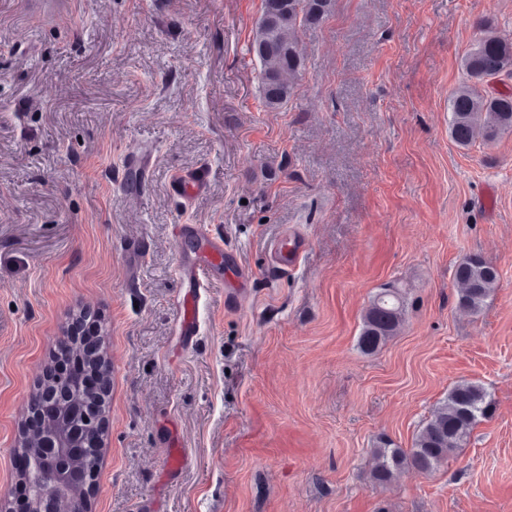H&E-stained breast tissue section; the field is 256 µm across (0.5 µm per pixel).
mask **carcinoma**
Returning <instances> with one entry per match:
<instances>
[{"label": "carcinoma", "mask_w": 512, "mask_h": 512, "mask_svg": "<svg viewBox=\"0 0 512 512\" xmlns=\"http://www.w3.org/2000/svg\"><path fill=\"white\" fill-rule=\"evenodd\" d=\"M334 0H263L262 12L253 29L249 53L259 66L261 100L270 111L281 109L294 95L304 70L305 57L298 31L317 25L331 12ZM479 37L464 54L460 66L466 80L449 98V131L460 146L480 140L492 143L512 132V92H500L488 80L512 77V39L498 34L488 20L477 22ZM497 267L481 256L461 262L454 271L456 307L470 314L482 310L499 286ZM407 292L395 283L386 284L373 295L362 317L358 347L365 354L380 350L405 321ZM102 398L74 387L52 385L40 396L37 407H54L66 415L83 407L100 408ZM489 409L485 388L472 381L455 384L416 434L412 447L400 448L382 438L371 450L370 479L377 485L391 483L401 471L414 469L428 474L448 461L470 437L478 420ZM43 434H28L22 452H37V467L27 479H38L55 461L54 443Z\"/></svg>", "instance_id": "obj_1"}]
</instances>
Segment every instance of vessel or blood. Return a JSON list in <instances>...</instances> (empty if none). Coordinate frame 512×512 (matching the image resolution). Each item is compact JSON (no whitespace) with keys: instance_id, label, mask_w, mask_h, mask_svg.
Masks as SVG:
<instances>
[{"instance_id":"1","label":"vessel or blood","mask_w":512,"mask_h":512,"mask_svg":"<svg viewBox=\"0 0 512 512\" xmlns=\"http://www.w3.org/2000/svg\"><path fill=\"white\" fill-rule=\"evenodd\" d=\"M208 166L198 165L174 174L170 190L172 195L184 203H192L204 195L209 186ZM186 247L181 252L180 268L187 286L178 300L179 317L177 328L185 342H192L201 330L202 290L210 275L221 269L225 262L224 238L222 235L206 231L197 224H181L176 229ZM305 252V242L298 237L283 238L273 251V261L277 268H295Z\"/></svg>"}]
</instances>
